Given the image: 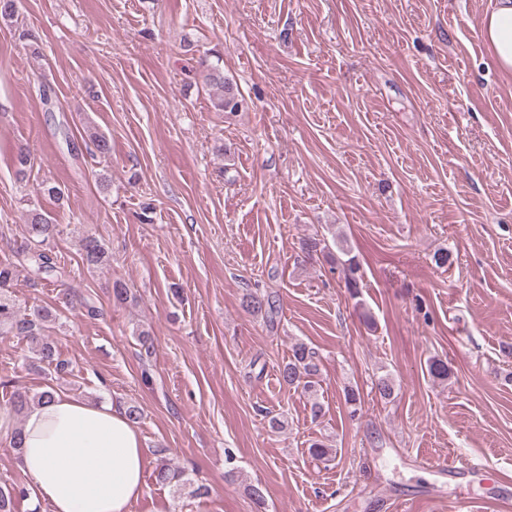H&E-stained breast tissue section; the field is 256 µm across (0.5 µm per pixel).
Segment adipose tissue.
I'll use <instances>...</instances> for the list:
<instances>
[{
  "label": "adipose tissue",
  "instance_id": "1",
  "mask_svg": "<svg viewBox=\"0 0 512 512\" xmlns=\"http://www.w3.org/2000/svg\"><path fill=\"white\" fill-rule=\"evenodd\" d=\"M481 35L512 74V0H494ZM22 470L51 512H126L143 493L147 457L125 412L56 392L22 423Z\"/></svg>",
  "mask_w": 512,
  "mask_h": 512
}]
</instances>
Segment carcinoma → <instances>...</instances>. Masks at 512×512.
I'll list each match as a JSON object with an SVG mask.
<instances>
[{
  "mask_svg": "<svg viewBox=\"0 0 512 512\" xmlns=\"http://www.w3.org/2000/svg\"><path fill=\"white\" fill-rule=\"evenodd\" d=\"M203 82L217 89L213 101L219 112H239L244 106V98L236 84L224 76V68L219 64H200L198 70ZM28 244L21 251V259L0 263V335H12L27 344L37 356V360L47 363L54 373L67 372L69 363L60 358L54 343L45 335L47 324L57 320V313L49 307L37 306L20 310L9 294V285L19 275V268L27 267L38 276L49 277L59 273L58 266L51 255L50 245L58 234L57 225L37 210L30 213L27 224ZM83 259L91 268H103L110 265L111 255L105 244L93 234L85 235L81 240ZM345 284L351 296L358 294L359 283L356 277L359 264L351 257L345 261ZM243 307L254 315L272 317L274 302L268 298L250 293L243 299ZM318 374L316 352L304 343H298L293 349V358L282 371L283 382L295 389L310 391L315 386L313 376ZM51 392L45 390L32 393L25 389H16L11 393L13 410L21 414L32 404L48 400ZM156 483L170 487L180 496L189 485L184 471L168 464H162L154 470ZM27 496L26 490L7 484H0V512H15V501Z\"/></svg>",
  "mask_w": 512,
  "mask_h": 512,
  "instance_id": "cac0c4a2",
  "label": "carcinoma"
}]
</instances>
